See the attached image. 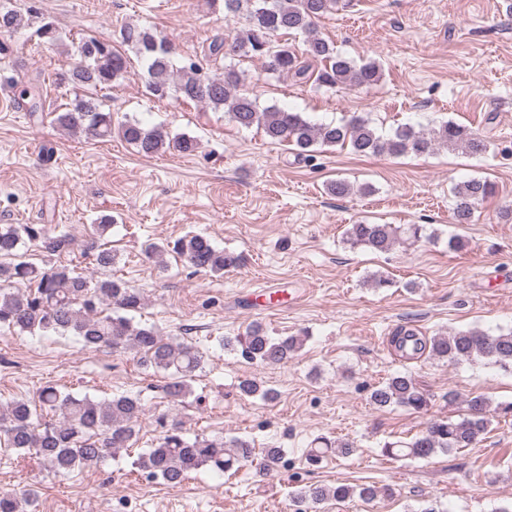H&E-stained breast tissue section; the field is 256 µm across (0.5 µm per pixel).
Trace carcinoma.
Instances as JSON below:
<instances>
[{"label":"carcinoma","instance_id":"obj_1","mask_svg":"<svg viewBox=\"0 0 512 512\" xmlns=\"http://www.w3.org/2000/svg\"><path fill=\"white\" fill-rule=\"evenodd\" d=\"M224 17L244 16L245 24L232 44L214 40L209 55L261 57L272 74L304 83L310 79L320 86L369 88L380 82L382 70L374 61L361 64L336 51L332 42L314 30L315 21L336 6V0H223ZM29 24V18L15 8L0 7V32L13 33ZM293 32L306 34L303 56H297L278 37ZM37 39L50 46L64 42L65 33L52 20H43L35 30ZM122 41L136 55L148 62L146 89L158 99L175 92L184 101L203 103L222 109L231 121L243 128L256 127L274 142L294 146L295 155L309 157L322 147L350 145L359 156L387 153L393 156L433 153L436 149L459 148L468 154L480 155L488 143L469 128L445 121L430 130L412 126L397 128L393 136L383 138L367 118L357 115L347 121L314 124L302 112H293L276 105L262 107L256 96L240 88L242 75L231 66L224 75L211 76L196 62L174 68L173 48L163 36L149 27L128 24L122 29ZM80 61L58 74L62 83L84 89H110L125 78L128 57L111 45L94 38L81 41ZM42 84L32 83L19 93L27 102L29 112L41 109ZM68 131L104 139L116 133L144 155H156L175 144L182 153L196 148L193 138L182 135L174 140L161 128L146 127L136 120L118 123L112 113L101 108L92 97L77 96L54 118ZM492 193L491 185L473 178L453 188L455 198L453 220L470 224L475 210ZM398 228L393 224H372L360 221L345 230L351 246H364L373 251L390 250L397 240ZM30 241L49 252H61L70 245L67 235L51 237L45 227L36 224H1L0 256H14L24 241ZM173 252L192 266L215 276L238 265V257L217 249L208 237L194 234L174 243ZM0 327L30 336H72L87 349L109 348L114 352L129 351L139 362L164 374L160 386L172 400L191 395L195 373L201 368L202 355L192 345L165 339L152 325L136 322L125 316L140 309L142 293L117 279L95 282L67 265L39 269L27 262L0 265ZM112 307V314L99 317L98 308ZM391 343L408 356L424 354L449 363L482 361L512 370V330L492 332L461 329L447 336L426 337L412 328L397 329ZM302 346L296 336L274 337L261 326L249 328L244 335L224 338V347H238L240 354L257 364L279 365L294 358ZM245 396H258L273 401L277 392L263 387L257 380L246 378L239 383ZM370 402L378 409L400 406L420 413L428 410L430 398L405 374L396 373L374 388ZM143 414V405L136 395H114L97 400L60 390L53 384L43 386L37 398L14 399L0 406V432L7 446L34 452L44 469L60 475L79 467L104 460L112 450L128 447L136 434V425ZM512 416V402L491 406L489 399L473 396L466 400V413L458 419H434L425 430L411 440L387 442L382 452L397 458L427 459L439 452H450L472 446L488 433L492 420ZM161 434L154 447L138 455L137 468L169 485L183 483L190 475L208 467L218 474L238 469L253 460L255 448L250 441L234 437L184 435L180 423L166 415L156 418ZM354 451L349 441H331L325 437L314 440L308 460L316 463L336 454L348 456ZM283 448L263 449L262 468L272 471L285 458ZM371 501L379 490L371 485L352 487L343 483L314 486L298 493L301 500L314 503L326 500L344 501L353 496ZM37 492L30 484L0 492V512H23V506H34Z\"/></svg>","mask_w":512,"mask_h":512}]
</instances>
